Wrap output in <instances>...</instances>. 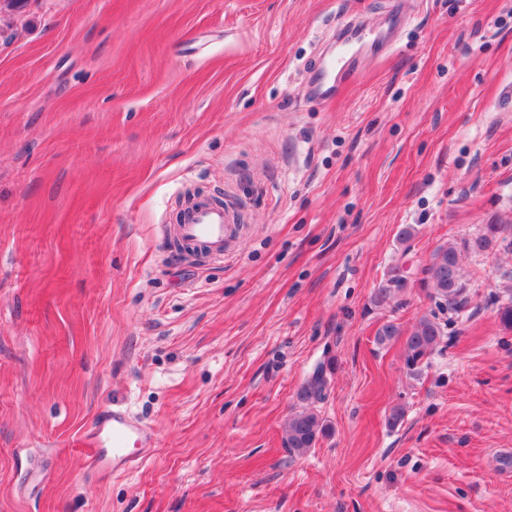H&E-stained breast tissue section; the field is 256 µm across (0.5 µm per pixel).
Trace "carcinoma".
I'll list each match as a JSON object with an SVG mask.
<instances>
[{"mask_svg":"<svg viewBox=\"0 0 512 512\" xmlns=\"http://www.w3.org/2000/svg\"><path fill=\"white\" fill-rule=\"evenodd\" d=\"M512 230L502 224H486L480 233L470 238L452 239L439 245L424 266L427 277L419 281L420 287L429 290L441 310L455 314L467 305V281L463 278L461 256L464 253L484 255L494 245L505 252L512 251ZM407 286V278L397 267L389 268L387 278L375 289L372 302L382 306L399 295ZM500 325L512 331V295L505 294L498 305ZM444 336V325L436 314L422 315L411 327L405 329L394 319L382 322L376 333L375 343L387 347L397 341L403 345V360L407 373L412 377L421 374L430 358L439 350ZM334 370V360L319 364L301 384L295 394L298 406L291 412L284 426L283 445L296 457L307 455L319 440L329 433V425L320 415L318 405L328 396L329 377Z\"/></svg>","mask_w":512,"mask_h":512,"instance_id":"cac0c4a2","label":"carcinoma"}]
</instances>
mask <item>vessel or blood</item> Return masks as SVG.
I'll return each mask as SVG.
<instances>
[{"instance_id":"b4317fda","label":"vessel or blood","mask_w":512,"mask_h":512,"mask_svg":"<svg viewBox=\"0 0 512 512\" xmlns=\"http://www.w3.org/2000/svg\"><path fill=\"white\" fill-rule=\"evenodd\" d=\"M407 17L396 5L379 20L367 17L338 22L329 52L317 54V65L305 79L314 101L332 100L361 68L370 54H388L396 45ZM240 221L236 208L226 203L197 201L184 206L182 221L168 235L169 252L200 265L223 260L224 245ZM97 479L127 474L150 459L155 451L152 433L125 410L102 409L80 440Z\"/></svg>"}]
</instances>
